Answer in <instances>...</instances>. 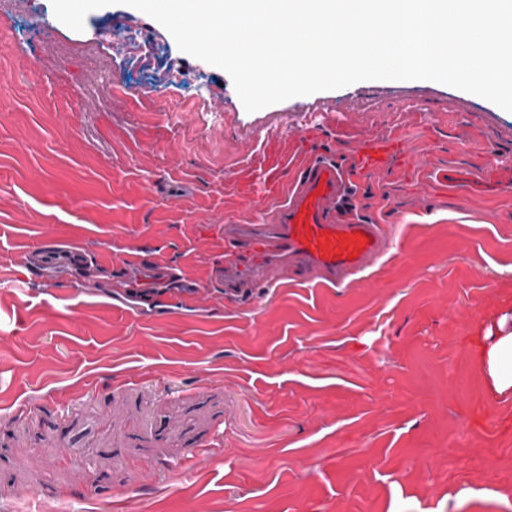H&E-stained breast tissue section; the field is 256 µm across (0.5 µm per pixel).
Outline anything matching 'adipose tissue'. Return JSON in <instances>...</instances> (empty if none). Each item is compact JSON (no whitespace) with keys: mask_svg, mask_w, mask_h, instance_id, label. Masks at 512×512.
Instances as JSON below:
<instances>
[{"mask_svg":"<svg viewBox=\"0 0 512 512\" xmlns=\"http://www.w3.org/2000/svg\"><path fill=\"white\" fill-rule=\"evenodd\" d=\"M475 354L490 395L512 392V309L503 308L480 319Z\"/></svg>","mask_w":512,"mask_h":512,"instance_id":"adipose-tissue-1","label":"adipose tissue"}]
</instances>
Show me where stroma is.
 Here are the masks:
<instances>
[{
    "instance_id": "1",
    "label": "stroma",
    "mask_w": 512,
    "mask_h": 512,
    "mask_svg": "<svg viewBox=\"0 0 512 512\" xmlns=\"http://www.w3.org/2000/svg\"><path fill=\"white\" fill-rule=\"evenodd\" d=\"M308 118L339 160L407 140L357 193L394 247L250 306L224 294V227L270 217L239 197L248 164L276 134L301 151ZM489 144L512 154V113L434 81L250 113L136 8L80 32L52 0L0 13V512H512V393L471 346L512 281V186L472 176ZM420 160L472 179L418 195ZM72 243L77 265L23 264Z\"/></svg>"
}]
</instances>
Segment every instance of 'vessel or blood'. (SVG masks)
Returning <instances> with one entry per match:
<instances>
[{"label":"vessel or blood","mask_w":512,"mask_h":512,"mask_svg":"<svg viewBox=\"0 0 512 512\" xmlns=\"http://www.w3.org/2000/svg\"><path fill=\"white\" fill-rule=\"evenodd\" d=\"M395 141L374 136L361 140L349 162L313 153L281 154L250 171L249 194L261 201L280 196L270 224L224 227V289L245 297L286 280L297 284L342 283L376 267L383 256L382 225L345 216L355 179L386 169ZM292 170L289 183L280 175Z\"/></svg>","instance_id":"obj_1"}]
</instances>
